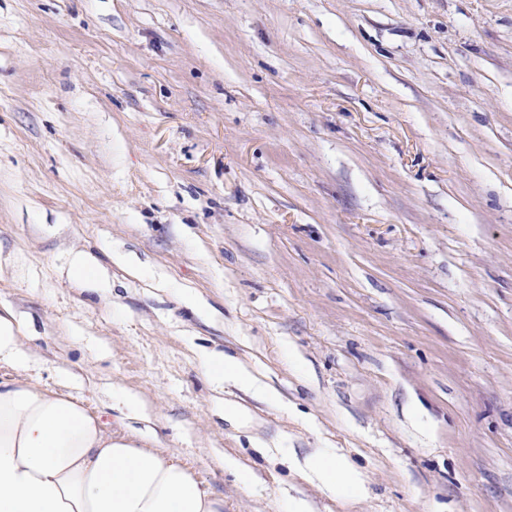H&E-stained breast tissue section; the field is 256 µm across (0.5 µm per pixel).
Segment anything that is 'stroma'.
I'll return each mask as SVG.
<instances>
[{"instance_id": "1", "label": "stroma", "mask_w": 512, "mask_h": 512, "mask_svg": "<svg viewBox=\"0 0 512 512\" xmlns=\"http://www.w3.org/2000/svg\"><path fill=\"white\" fill-rule=\"evenodd\" d=\"M0 305L224 512H512V0H0ZM211 351L280 395L225 386L249 431ZM276 452L294 467L295 471L305 479L326 488L332 494L348 499L361 498L364 495V484L350 466L346 456L336 448H318L299 459L294 448H275Z\"/></svg>"}]
</instances>
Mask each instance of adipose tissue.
I'll use <instances>...</instances> for the list:
<instances>
[{
  "instance_id": "ef3b65f1",
  "label": "adipose tissue",
  "mask_w": 512,
  "mask_h": 512,
  "mask_svg": "<svg viewBox=\"0 0 512 512\" xmlns=\"http://www.w3.org/2000/svg\"><path fill=\"white\" fill-rule=\"evenodd\" d=\"M18 374L0 380V512H224V499L189 469L143 441L118 438L71 395L28 376L29 355L12 310H0V363ZM207 372L273 396L236 358L210 353ZM305 479L348 499L364 484L346 456L319 448L305 457L279 448Z\"/></svg>"
}]
</instances>
